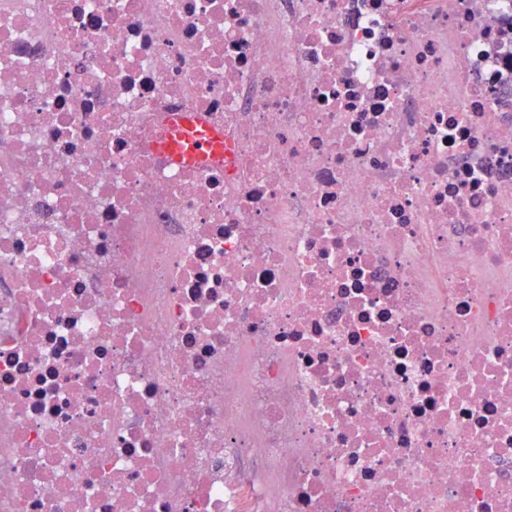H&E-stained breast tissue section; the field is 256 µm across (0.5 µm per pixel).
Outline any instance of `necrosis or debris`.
<instances>
[{"label":"necrosis or debris","instance_id":"1","mask_svg":"<svg viewBox=\"0 0 512 512\" xmlns=\"http://www.w3.org/2000/svg\"><path fill=\"white\" fill-rule=\"evenodd\" d=\"M506 90L512 0H0V512H512ZM221 140L212 133L196 130L187 135L178 136L163 144L170 159L176 164L203 156L206 152L219 153L223 150Z\"/></svg>","mask_w":512,"mask_h":512}]
</instances>
